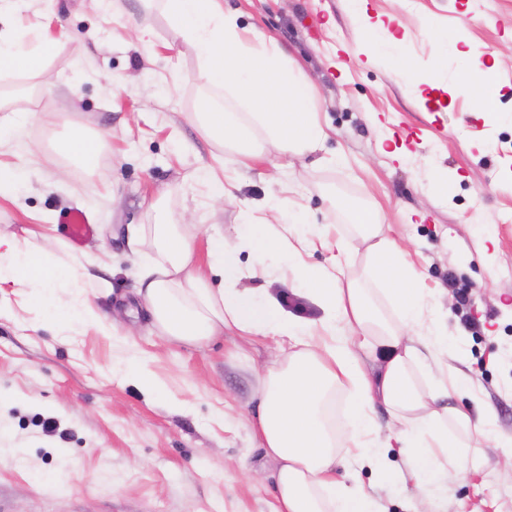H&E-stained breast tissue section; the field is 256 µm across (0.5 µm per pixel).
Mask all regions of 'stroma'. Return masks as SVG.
Wrapping results in <instances>:
<instances>
[{"instance_id":"obj_1","label":"stroma","mask_w":512,"mask_h":512,"mask_svg":"<svg viewBox=\"0 0 512 512\" xmlns=\"http://www.w3.org/2000/svg\"><path fill=\"white\" fill-rule=\"evenodd\" d=\"M241 27L274 39L315 80L329 139L307 167L291 163L254 133L261 160L250 168L232 146L207 136L202 101L241 111L225 88L198 78L194 47L147 0H15L1 31L41 29L57 39L42 73L0 76V93L27 113L18 139L0 146V167L17 177L0 193V234L52 253L87 259L84 294L100 315L114 299L136 304L130 224L212 226L235 238L239 210L289 186L312 222L350 226L342 203L381 212L424 288L448 292V334L477 398L472 418L494 412L498 446L477 449V472L448 484V512H512V123L489 122L464 82L466 63L447 39L482 44L498 65L496 104L512 110V0H224ZM389 20L407 45L418 80L368 45L364 20ZM151 32L150 44L137 38ZM104 147L86 165L57 154L74 128ZM345 156L332 164L334 154ZM232 177L235 203L213 201L199 169ZM443 170L447 194H425L428 171ZM90 212L95 232L75 247L47 243V218ZM339 257L357 284L374 287L366 250L339 253L314 243L305 261ZM467 305H460L461 296ZM135 335L93 325L46 322L29 289L0 284V512H272L274 464L254 440L259 403L253 369L275 354L272 339L225 334L193 348L171 344L144 314ZM119 357H145L163 385L155 395L112 375ZM356 478L383 512H412L409 490L367 464Z\"/></svg>"}]
</instances>
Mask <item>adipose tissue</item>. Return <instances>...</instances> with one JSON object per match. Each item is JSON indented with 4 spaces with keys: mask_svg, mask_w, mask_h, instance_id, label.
Here are the masks:
<instances>
[{
    "mask_svg": "<svg viewBox=\"0 0 512 512\" xmlns=\"http://www.w3.org/2000/svg\"><path fill=\"white\" fill-rule=\"evenodd\" d=\"M168 25L195 48L199 79L231 87L246 102L267 140L287 155L317 151L327 131L315 105V86L290 68L275 42L256 32L245 37L224 0H160ZM55 44L46 33H13L0 39V73H35ZM197 119L212 138L245 145L251 136L240 116L209 105ZM350 238H337L339 250L366 248L378 261L376 285L346 281L339 262L314 268L303 252L308 245L303 209L285 193L269 194L242 212L237 239L214 231L207 237L205 261H198L193 224H142L130 232V255L139 267V304L161 336L201 346L224 331L245 337H273L288 343L286 354L261 366V402L252 421L254 436L275 464L273 512H379L357 486L339 481L340 464L382 461L372 411L385 405L394 420L393 438L402 444L405 468L390 476L412 486L419 512H437L436 492L453 477L479 468L478 457L450 451L448 426L460 427L471 447L494 439L492 412L475 423L459 407L442 406L448 393L474 398L472 381L447 361L448 335L440 304L419 283L406 254L389 239L377 212L349 206ZM249 251L253 260L242 264ZM26 274L31 301L47 319L56 315L57 285L68 282L75 296L67 309L72 321L97 323L80 292L83 264L50 257L16 236H0V283ZM220 287H211L210 278ZM248 280L294 281L306 285L321 314L305 319L273 296L258 298ZM394 315H387L385 305ZM378 363L367 371L366 360ZM427 368L428 386L416 379ZM351 397L344 426H337L333 404L340 391Z\"/></svg>",
    "mask_w": 512,
    "mask_h": 512,
    "instance_id": "1",
    "label": "adipose tissue"
}]
</instances>
